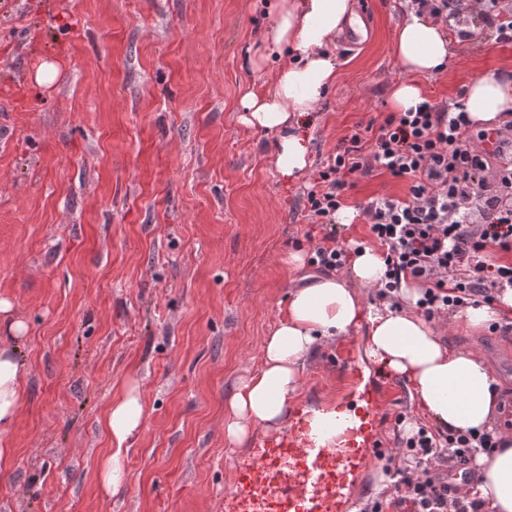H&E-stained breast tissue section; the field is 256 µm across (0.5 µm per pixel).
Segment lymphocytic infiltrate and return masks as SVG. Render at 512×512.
Returning <instances> with one entry per match:
<instances>
[{"label": "lymphocytic infiltrate", "mask_w": 512, "mask_h": 512, "mask_svg": "<svg viewBox=\"0 0 512 512\" xmlns=\"http://www.w3.org/2000/svg\"><path fill=\"white\" fill-rule=\"evenodd\" d=\"M407 181L405 196L371 201L363 210L387 270L375 289L395 303L402 281L423 287L417 307L426 318L492 303L512 288V127L471 131L461 103L422 101L388 113L348 137L306 195L309 223L327 227L309 264L339 270L349 253L336 240V215L355 175L375 171ZM490 432L433 431L421 425L396 436L403 461L397 496L367 498L362 512H478L480 504L449 486V473L474 474L476 450L492 452Z\"/></svg>", "instance_id": "f902f5d3"}]
</instances>
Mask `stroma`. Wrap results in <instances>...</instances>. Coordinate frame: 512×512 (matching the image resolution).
I'll use <instances>...</instances> for the list:
<instances>
[{"label": "stroma", "instance_id": "obj_1", "mask_svg": "<svg viewBox=\"0 0 512 512\" xmlns=\"http://www.w3.org/2000/svg\"><path fill=\"white\" fill-rule=\"evenodd\" d=\"M258 0H0V297L26 325L14 344L25 398L0 431V512H224L236 458L224 401L261 363L262 343L297 281L282 257L323 236L303 198L343 138L390 112L403 74L394 37L408 0H355L365 39L340 40L335 84L309 125L308 172L284 177L276 138L243 120L240 99L265 75L247 58L269 34ZM447 68L419 77L424 99L456 102L477 77L512 71V41L482 15L449 27ZM53 63L56 80L35 76ZM377 172L346 193L345 247L368 240L372 200L406 193ZM365 328L324 345L291 411L328 408L350 390L336 351L361 364ZM495 369L512 421V360L502 336L443 334ZM146 406L123 452L126 481L103 494L100 423L127 380ZM429 424L410 386L390 377L382 431Z\"/></svg>", "mask_w": 512, "mask_h": 512}]
</instances>
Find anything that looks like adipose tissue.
I'll use <instances>...</instances> for the list:
<instances>
[{
	"mask_svg": "<svg viewBox=\"0 0 512 512\" xmlns=\"http://www.w3.org/2000/svg\"><path fill=\"white\" fill-rule=\"evenodd\" d=\"M269 41L250 60L253 70L273 71L267 91H247L241 105L243 121L277 137L276 165L294 177L309 165L303 127L312 121L316 102L336 81L334 48L347 31H361L353 0H271ZM394 52L406 81L390 93L394 111L404 112L422 100L418 75L444 71L453 47L441 23L408 11L395 32ZM472 125L491 128L512 115V75L489 74L473 79L463 99ZM386 267L371 247L351 252L348 273L321 276L294 285L284 316L262 346L259 369L240 377L224 402V439L245 445L259 427H272L288 418V403L300 385L306 362L328 341L368 324L364 356L413 387L421 408L440 427L458 434L469 430L493 432L500 442L493 453L476 452L480 480L468 486L469 498L484 512H512V431L496 428L500 391L481 357L446 346L434 321L416 310L421 289L413 281L399 291L402 307H365L361 287L381 284ZM512 314V289L495 304L470 305L455 313L458 329L478 332ZM24 396L23 364L17 350L0 345V428L10 426ZM145 403L137 384L115 398L102 422L113 449L101 456L97 476L107 493L125 480L123 446L143 427Z\"/></svg>",
	"mask_w": 512,
	"mask_h": 512,
	"instance_id": "1",
	"label": "adipose tissue"
}]
</instances>
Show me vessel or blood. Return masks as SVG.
<instances>
[{
	"mask_svg": "<svg viewBox=\"0 0 512 512\" xmlns=\"http://www.w3.org/2000/svg\"><path fill=\"white\" fill-rule=\"evenodd\" d=\"M353 390L336 405V436L315 446L295 430L261 440L251 456L233 467L231 489L224 499L226 512H236L248 498L260 470L278 471L275 490L288 512H350L361 475L377 464L385 451L381 424L386 400L381 386L352 373Z\"/></svg>",
	"mask_w": 512,
	"mask_h": 512,
	"instance_id": "b4317fda",
	"label": "vessel or blood"
}]
</instances>
